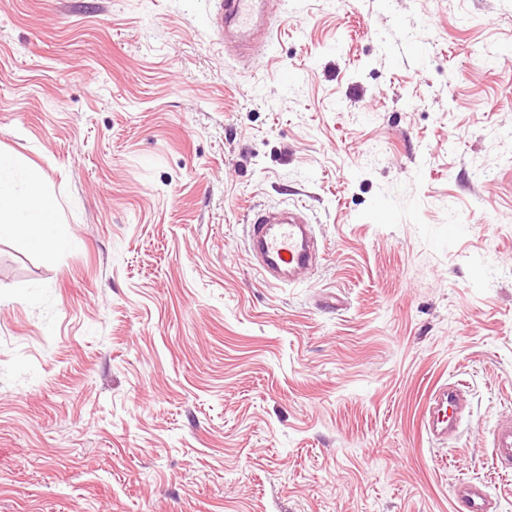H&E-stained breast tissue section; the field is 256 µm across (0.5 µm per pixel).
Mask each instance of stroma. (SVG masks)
I'll return each instance as SVG.
<instances>
[{"label": "stroma", "instance_id": "stroma-1", "mask_svg": "<svg viewBox=\"0 0 512 512\" xmlns=\"http://www.w3.org/2000/svg\"><path fill=\"white\" fill-rule=\"evenodd\" d=\"M217 6L0 0V157L73 239H0V512H512V0H290L247 65ZM293 203L326 256L273 287ZM247 246L255 269L276 285L295 284L297 276L319 259L314 225L303 204L254 210ZM465 390L461 384L445 383L435 387L425 408V428L432 441L448 438V432H458L465 407ZM491 445L496 465L500 464L505 473L512 471V423H504L496 427L492 433ZM454 497L463 512H497V504L483 483L465 480L454 489Z\"/></svg>", "mask_w": 512, "mask_h": 512}]
</instances>
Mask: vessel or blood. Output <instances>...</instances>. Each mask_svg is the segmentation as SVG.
Listing matches in <instances>:
<instances>
[{
  "mask_svg": "<svg viewBox=\"0 0 512 512\" xmlns=\"http://www.w3.org/2000/svg\"><path fill=\"white\" fill-rule=\"evenodd\" d=\"M287 0H221L214 20L225 54L258 55L272 42V22L287 14ZM247 246L255 269L269 283L291 285L297 276L319 259L317 238L304 205L273 206L253 211L248 221ZM462 385L435 387L425 408L429 438L440 441L459 431L465 407ZM492 456L502 468L512 467V423L492 433ZM463 512H497V504L485 485L465 480L454 489Z\"/></svg>",
  "mask_w": 512,
  "mask_h": 512,
  "instance_id": "vessel-or-blood-1",
  "label": "vessel or blood"
}]
</instances>
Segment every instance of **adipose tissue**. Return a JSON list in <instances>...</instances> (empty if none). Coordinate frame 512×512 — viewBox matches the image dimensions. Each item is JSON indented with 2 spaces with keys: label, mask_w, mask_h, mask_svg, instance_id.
Masks as SVG:
<instances>
[{
  "label": "adipose tissue",
  "mask_w": 512,
  "mask_h": 512,
  "mask_svg": "<svg viewBox=\"0 0 512 512\" xmlns=\"http://www.w3.org/2000/svg\"><path fill=\"white\" fill-rule=\"evenodd\" d=\"M14 171L13 161L0 159V237H18L48 253L68 248L69 230L55 222L41 175L32 173L24 192L18 193L14 190Z\"/></svg>",
  "instance_id": "obj_1"
}]
</instances>
